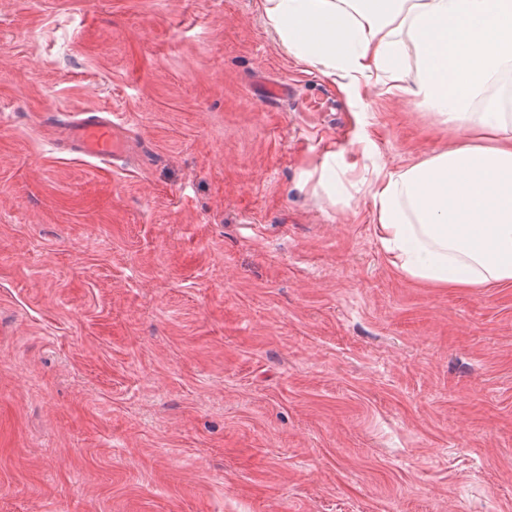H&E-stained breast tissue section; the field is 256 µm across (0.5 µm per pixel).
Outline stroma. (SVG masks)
I'll list each match as a JSON object with an SVG mask.
<instances>
[{"instance_id":"stroma-1","label":"stroma","mask_w":512,"mask_h":512,"mask_svg":"<svg viewBox=\"0 0 512 512\" xmlns=\"http://www.w3.org/2000/svg\"><path fill=\"white\" fill-rule=\"evenodd\" d=\"M459 136L259 0H0V512H512V288L403 276L319 183ZM59 134L72 150L89 158L115 161L125 151L112 129V120L103 112L80 113L61 125Z\"/></svg>"}]
</instances>
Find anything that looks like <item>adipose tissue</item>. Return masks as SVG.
I'll use <instances>...</instances> for the list:
<instances>
[{
  "instance_id": "obj_1",
  "label": "adipose tissue",
  "mask_w": 512,
  "mask_h": 512,
  "mask_svg": "<svg viewBox=\"0 0 512 512\" xmlns=\"http://www.w3.org/2000/svg\"><path fill=\"white\" fill-rule=\"evenodd\" d=\"M298 61L354 99L375 81L465 131L450 149L359 181L375 234L403 275L435 288L512 284V100H474L512 67V0H262ZM420 70L408 84L402 45Z\"/></svg>"
}]
</instances>
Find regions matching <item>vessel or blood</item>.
<instances>
[{
	"mask_svg": "<svg viewBox=\"0 0 512 512\" xmlns=\"http://www.w3.org/2000/svg\"><path fill=\"white\" fill-rule=\"evenodd\" d=\"M61 137L70 148L98 160H118L125 145L116 137L111 119L102 112H83L61 125Z\"/></svg>",
	"mask_w": 512,
	"mask_h": 512,
	"instance_id": "b4317fda",
	"label": "vessel or blood"
}]
</instances>
